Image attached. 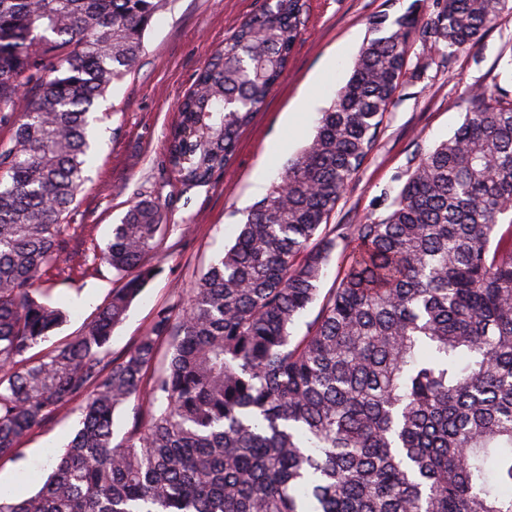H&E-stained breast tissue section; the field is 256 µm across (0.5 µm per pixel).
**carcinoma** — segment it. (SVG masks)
I'll return each mask as SVG.
<instances>
[{
	"label": "carcinoma",
	"instance_id": "carcinoma-1",
	"mask_svg": "<svg viewBox=\"0 0 512 512\" xmlns=\"http://www.w3.org/2000/svg\"><path fill=\"white\" fill-rule=\"evenodd\" d=\"M302 6L266 0L183 96L167 149L182 189L231 160ZM161 7L0 0V458L83 398L42 488L20 501L0 490V512H512V90L470 94L453 135L384 194V217L324 229L375 146L413 30L451 61L512 0H436L419 28L410 11L375 16L314 137L180 315L159 307L112 355L170 230L144 195L101 249L121 286L80 335L30 354L66 320L39 285L67 253L97 160L98 100L137 69ZM142 395L114 443L117 412Z\"/></svg>",
	"mask_w": 512,
	"mask_h": 512
}]
</instances>
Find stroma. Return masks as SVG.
I'll use <instances>...</instances> for the list:
<instances>
[{
    "instance_id": "obj_1",
    "label": "stroma",
    "mask_w": 512,
    "mask_h": 512,
    "mask_svg": "<svg viewBox=\"0 0 512 512\" xmlns=\"http://www.w3.org/2000/svg\"><path fill=\"white\" fill-rule=\"evenodd\" d=\"M264 0H163L144 33V53L134 73L115 83L99 108L104 119L96 144L98 162L74 204L75 256L68 271L48 277L50 301L67 312L46 342L65 343L81 333L119 282L104 263L84 265L85 250L104 246L129 206L142 194L163 204L170 231L150 264L157 276L132 304L112 335V352L130 349L155 311L180 312L183 290L193 286L211 260L232 242L245 211L260 201L256 179L273 183L314 136L317 113H300V101L316 90L331 105L370 36L373 16L415 10L434 15V0H305V26L288 65L261 111L242 132L229 165L207 185L182 191L167 168L166 145L178 105L212 53L229 42ZM512 68V14L502 15L476 44L448 61L414 46L404 81L386 112L375 148L351 178L332 214V224H356L384 216L381 197L397 191L408 158L448 139L460 126L465 100L494 89ZM287 149L276 150L280 139ZM79 401L38 426L14 456L0 459V479L12 482L17 498L35 494L47 479L50 458L62 452L79 425Z\"/></svg>"
}]
</instances>
